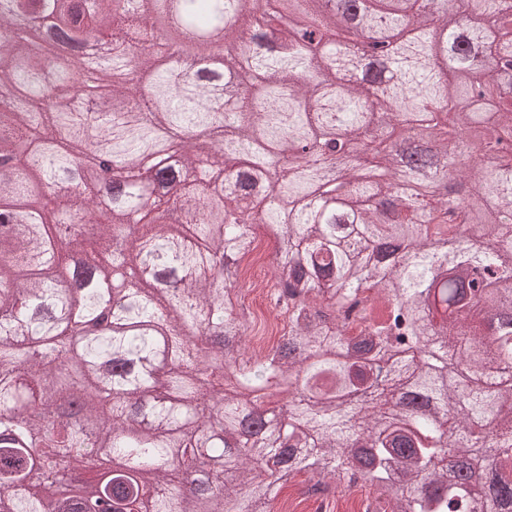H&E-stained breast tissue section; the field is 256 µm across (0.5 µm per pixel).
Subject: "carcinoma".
I'll use <instances>...</instances> for the list:
<instances>
[{
	"instance_id": "cac0c4a2",
	"label": "carcinoma",
	"mask_w": 512,
	"mask_h": 512,
	"mask_svg": "<svg viewBox=\"0 0 512 512\" xmlns=\"http://www.w3.org/2000/svg\"><path fill=\"white\" fill-rule=\"evenodd\" d=\"M164 2L0 4V158L18 161L0 168V512H47L57 484L112 512H277L298 475L326 500L352 468L375 489L364 512H512V376L494 370L512 363V271L485 282L512 255V74L491 68L512 58V0H429L439 40L419 0H277L286 28L270 0H236L224 76L263 51L227 109L199 60L159 65L179 49L153 23ZM221 6L178 0L185 32ZM30 14L74 41L110 31L111 111L67 107L80 62L18 37ZM365 31L389 44L363 64ZM426 130L416 160L395 153ZM172 147L175 210L144 211L142 159ZM102 152L127 176L104 222L92 166L80 212L60 181ZM256 224L279 235L288 313L265 357L229 299ZM384 364L391 404L351 399Z\"/></svg>"
}]
</instances>
